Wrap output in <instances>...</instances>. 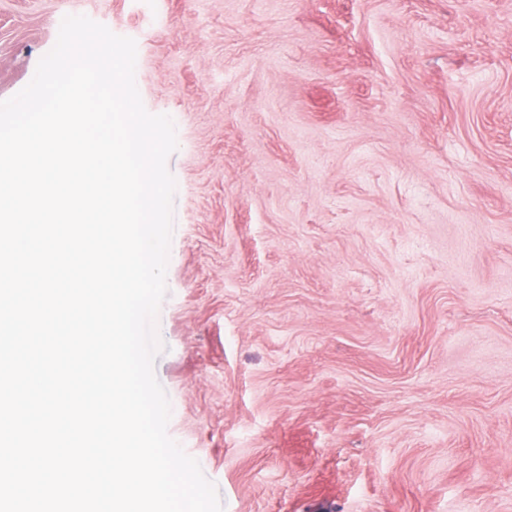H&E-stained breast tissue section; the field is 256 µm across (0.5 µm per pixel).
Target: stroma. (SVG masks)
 <instances>
[{
	"label": "stroma",
	"instance_id": "stroma-1",
	"mask_svg": "<svg viewBox=\"0 0 512 512\" xmlns=\"http://www.w3.org/2000/svg\"><path fill=\"white\" fill-rule=\"evenodd\" d=\"M68 15L176 126L154 372L224 512H512V0H0V100Z\"/></svg>",
	"mask_w": 512,
	"mask_h": 512
}]
</instances>
